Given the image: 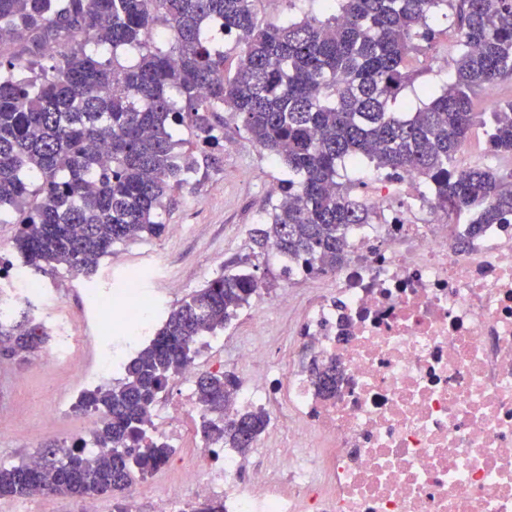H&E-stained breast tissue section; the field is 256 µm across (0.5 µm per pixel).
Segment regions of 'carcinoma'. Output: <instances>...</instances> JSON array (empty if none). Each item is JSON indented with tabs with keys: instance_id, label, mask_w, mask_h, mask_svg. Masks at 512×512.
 I'll use <instances>...</instances> for the list:
<instances>
[{
	"instance_id": "carcinoma-1",
	"label": "carcinoma",
	"mask_w": 512,
	"mask_h": 512,
	"mask_svg": "<svg viewBox=\"0 0 512 512\" xmlns=\"http://www.w3.org/2000/svg\"><path fill=\"white\" fill-rule=\"evenodd\" d=\"M256 0H0V223L23 267L90 276L116 243L159 236L173 189L223 164L221 113L288 169L254 250L276 245L310 274L345 260L344 238L368 224L365 201L339 180L344 162L388 176L412 171L448 217L470 215V234L512 218V182L457 156L486 128L492 154L512 158V99L476 112L487 85L512 76V0H324V14L275 24ZM458 29L454 76L413 112L391 109L412 79L408 62L433 23ZM238 51L224 67V43ZM59 43L54 54L43 45ZM258 280L239 264L186 295L122 377L82 392L76 409L103 415L87 439L49 442L39 462L0 465V498L115 497L127 512L134 483L174 448L152 433L150 411L169 382L250 305ZM49 340L24 312L0 316V354L26 359ZM320 389L336 365L315 368ZM229 373L197 378L207 442L241 456L269 426L233 398ZM87 448H109L96 457Z\"/></svg>"
}]
</instances>
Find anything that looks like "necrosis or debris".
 Listing matches in <instances>:
<instances>
[{"label": "necrosis or debris", "instance_id": "4bbe7bcc", "mask_svg": "<svg viewBox=\"0 0 512 512\" xmlns=\"http://www.w3.org/2000/svg\"><path fill=\"white\" fill-rule=\"evenodd\" d=\"M419 184L409 172L372 180L374 219L354 226L346 261L310 296L287 362L267 341L237 349L274 375L243 382L237 402L263 409L289 448L247 473L234 450L219 469L197 453L184 469L192 500L221 499L225 512H512V222L469 237L422 198L399 203ZM93 313L98 329L135 332L143 303L127 288ZM41 320L59 342L38 366L80 368L69 319ZM316 360L335 362V393L319 392ZM197 372H184L178 407L157 410L159 435L201 421Z\"/></svg>", "mask_w": 512, "mask_h": 512}]
</instances>
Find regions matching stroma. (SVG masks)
I'll return each instance as SVG.
<instances>
[{"label": "stroma", "instance_id": "35a3bbf8", "mask_svg": "<svg viewBox=\"0 0 512 512\" xmlns=\"http://www.w3.org/2000/svg\"><path fill=\"white\" fill-rule=\"evenodd\" d=\"M435 37L421 52L410 59L415 77L392 109L409 112L425 102L429 92L439 90L452 74L458 57V35L445 22L434 25ZM232 114L224 116V163L220 170L195 174L187 186L176 190L162 215L165 232L135 241L115 244L102 259L96 274L85 277L60 271L44 280L45 294L37 306L69 318L76 346L87 349V339L96 328L88 312L94 299L119 288L126 271L132 267L152 269L145 279L144 294L169 311L187 294L220 276L225 264L247 262L259 280L269 287H279L285 271L280 262L254 254L250 232L255 224L266 220V210L273 195L271 186L282 184L288 171L271 162L247 140L237 128ZM295 299L282 309L267 312L258 322H251L248 311H241L224 330L219 331L211 346L201 348L197 359L200 373L210 370L212 361L223 360L225 371L239 381L262 378L260 366L241 367L230 359L241 340L248 336L276 341L288 349L296 340L295 326L300 308L308 294V285H293ZM80 375L69 366L40 369L34 363L18 364L0 356V426L20 431V438L0 437V464H17L43 449L49 433L42 427L43 413L72 402ZM193 439L175 442V454L169 463L154 473L151 485H160L181 495L185 489L181 471L195 450ZM150 485V487H151ZM150 487L135 485L140 512H152Z\"/></svg>", "mask_w": 512, "mask_h": 512}]
</instances>
